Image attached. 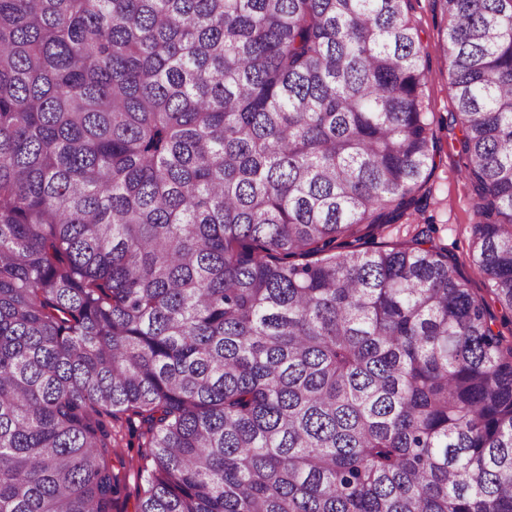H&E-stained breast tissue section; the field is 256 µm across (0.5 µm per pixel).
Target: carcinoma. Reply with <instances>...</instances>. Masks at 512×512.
I'll return each instance as SVG.
<instances>
[{"label": "carcinoma", "instance_id": "1", "mask_svg": "<svg viewBox=\"0 0 512 512\" xmlns=\"http://www.w3.org/2000/svg\"><path fill=\"white\" fill-rule=\"evenodd\" d=\"M409 0H0V512H512V0H440L476 195L434 168ZM498 306L499 314L490 310ZM410 3V15L419 29L422 51L429 64L426 94L440 150L426 186L427 197L415 210L411 208L401 221L391 224L382 235H375L374 241L410 243L418 233L426 231L433 244L448 247L472 291L489 301L488 283L469 259L472 224L478 220L475 215L476 197L460 171L462 162L457 142L461 137L460 128L451 124V112L455 107L437 25L439 0H411ZM125 415L123 416L125 437L121 448H114L110 465L112 473L119 483L120 492L114 497L112 512H135L143 494L144 481L137 472V452L139 450L137 433L133 435L126 429ZM131 457L134 460L131 461Z\"/></svg>", "mask_w": 512, "mask_h": 512}]
</instances>
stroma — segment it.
Returning a JSON list of instances; mask_svg holds the SVG:
<instances>
[{
  "instance_id": "1",
  "label": "stroma",
  "mask_w": 512,
  "mask_h": 512,
  "mask_svg": "<svg viewBox=\"0 0 512 512\" xmlns=\"http://www.w3.org/2000/svg\"><path fill=\"white\" fill-rule=\"evenodd\" d=\"M410 14L419 29L422 51L429 64L426 94L440 150L424 199L401 221L390 225L381 239L391 244L407 243L418 233H427L433 244L447 247L457 259L459 272L468 279L472 291L484 297L488 294V283L469 259L472 226L477 220L476 197L461 173L458 154L461 131L451 122L454 100L438 27L439 0H411ZM138 445L137 435L128 434L121 446L112 451L110 464L120 487L112 512H135L143 494L144 482L137 472L135 459Z\"/></svg>"
}]
</instances>
